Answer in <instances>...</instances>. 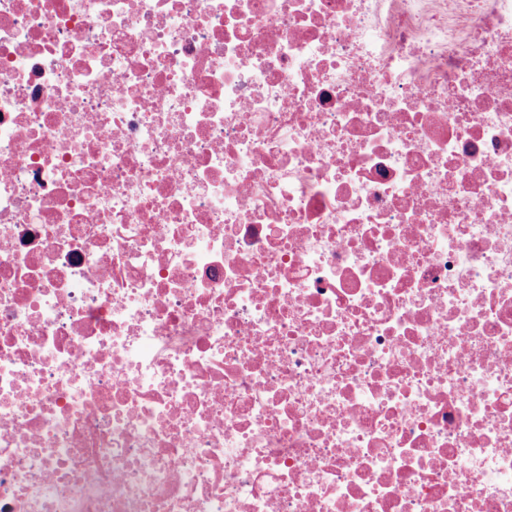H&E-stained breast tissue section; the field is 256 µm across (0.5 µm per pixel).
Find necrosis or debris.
Here are the masks:
<instances>
[{"instance_id": "necrosis-or-debris-1", "label": "necrosis or debris", "mask_w": 512, "mask_h": 512, "mask_svg": "<svg viewBox=\"0 0 512 512\" xmlns=\"http://www.w3.org/2000/svg\"><path fill=\"white\" fill-rule=\"evenodd\" d=\"M0 512H512V0H0Z\"/></svg>"}]
</instances>
